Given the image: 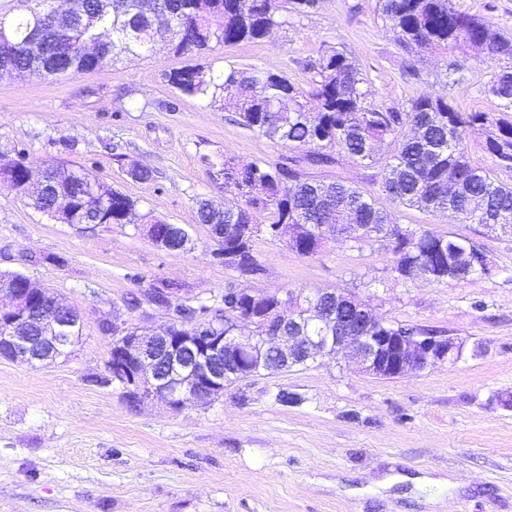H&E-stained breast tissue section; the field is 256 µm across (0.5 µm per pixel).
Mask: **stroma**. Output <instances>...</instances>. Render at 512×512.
<instances>
[{
  "mask_svg": "<svg viewBox=\"0 0 512 512\" xmlns=\"http://www.w3.org/2000/svg\"><path fill=\"white\" fill-rule=\"evenodd\" d=\"M253 43L205 58L167 43L103 70L51 81L0 75V161L85 168L129 196L138 213L185 228L188 251L158 247L134 225L62 224L30 208L0 177V275L21 273L76 308L82 339L66 358L31 366L0 359V512H512V233L416 208H393L416 232L461 238L492 260L488 276L456 282L394 278L382 242H327L303 256L261 237L250 279L215 259L196 202L237 205L224 160L275 168L294 155L234 121L210 99L165 79L194 65L278 73L308 88L323 48L358 64L376 100L444 94L463 112L500 114L486 86L499 63L471 51L412 56L378 0H321ZM415 63L419 76L407 73ZM74 148H66V141ZM150 167L134 179L132 164ZM307 178L341 179L382 198L380 167L351 160ZM183 285L200 301L230 284L263 292L341 289L394 324L466 342L454 365L395 379L347 356L234 383L221 400L129 408L103 383L112 348L103 322L151 331L164 315L145 290ZM298 394L283 405L278 390Z\"/></svg>",
  "mask_w": 512,
  "mask_h": 512,
  "instance_id": "35a3bbf8",
  "label": "stroma"
}]
</instances>
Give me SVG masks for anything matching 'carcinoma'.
Returning a JSON list of instances; mask_svg holds the SVG:
<instances>
[{
    "label": "carcinoma",
    "mask_w": 512,
    "mask_h": 512,
    "mask_svg": "<svg viewBox=\"0 0 512 512\" xmlns=\"http://www.w3.org/2000/svg\"><path fill=\"white\" fill-rule=\"evenodd\" d=\"M130 0H112V13L101 27L109 32L101 42L112 51L102 63L107 66L122 56L149 50L150 40L131 30ZM382 12L391 20L398 43L419 53L450 47L482 53L492 61L512 62V39L502 36L488 23L457 10L452 0H382ZM33 13L11 19V42L0 44V63L11 61L29 66L35 62L52 77L76 76L94 67L97 60L85 56L88 37L78 33L57 38L47 33L46 52L31 47ZM288 23L280 0H156L150 21L141 22L145 32L155 31L179 54H203L216 45L256 42ZM181 92L221 102L239 123L262 136L304 152L314 166L339 163L346 156L360 164L384 163L382 188L397 207H417L431 212L453 209L476 224L512 226V184L490 176L469 161L465 133L479 127L485 131L486 147L498 165L512 171V120L492 118L485 112H461L444 94L423 95L404 106L373 99L366 79L353 58L338 49L324 52L304 92L288 79L274 73L225 69L207 73L184 66L165 74ZM487 93L512 112V65L497 71ZM9 180L24 191L32 178H59L50 165L10 170ZM75 187L66 198L74 218L87 222L91 212L99 213L102 224H127L136 203L117 191L108 207L91 191L98 180L84 170L73 174ZM455 184L448 196V183ZM224 186L232 189L241 204L222 212L199 202L197 221L208 227L224 226V252L233 255L224 265L239 274L256 275L262 268L254 254L259 236L272 238V226L292 224L297 229L293 248L303 255L314 254L321 244L311 227L321 224L341 232L346 224H371L382 231L392 224L390 210L342 180L324 182L305 179L295 169L281 166L273 171L257 164L240 165L224 159ZM268 212L270 224L257 222ZM382 238L374 235L370 241ZM394 253L392 273L400 278L430 272L431 281H463L459 268L473 264L480 249L473 243L427 231L382 239ZM181 286L166 283L153 289L152 300L166 306L178 296ZM235 291L229 284L213 300L202 301L189 312L192 317L209 318L220 311Z\"/></svg>",
    "instance_id": "obj_1"
}]
</instances>
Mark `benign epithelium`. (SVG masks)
Here are the masks:
<instances>
[{
	"instance_id": "obj_1",
	"label": "benign epithelium",
	"mask_w": 512,
	"mask_h": 512,
	"mask_svg": "<svg viewBox=\"0 0 512 512\" xmlns=\"http://www.w3.org/2000/svg\"><path fill=\"white\" fill-rule=\"evenodd\" d=\"M55 2L44 0L37 7V21L31 31L34 47L41 42L46 26L60 34L94 32L112 12V0H100L94 13L81 5L61 13ZM20 283L19 289L13 286L0 289L12 301L10 307L0 308V349H10L15 361L36 365L51 359L49 351L62 340L61 333L74 326V320L69 315L52 319L50 335L45 337L48 350H31L19 328L29 320L30 300L26 294L34 284L28 278ZM300 309L304 310V321L265 336H253L241 330L238 323L243 316L240 310L232 308L223 312L229 324L227 331L214 323L190 321L178 327L181 335L174 340L167 336L166 327L145 336L136 328L114 320L112 327L121 331L115 356L136 362L124 387L143 399L159 397L176 409L188 398L210 405L224 397L226 387L239 375L238 371L224 366V356L235 352L249 353L258 367L275 355L280 369L287 371L349 348L361 370L380 379L454 364L463 354V339L390 328L365 303L335 289L305 296L290 290L263 319L268 324L284 323Z\"/></svg>"
}]
</instances>
